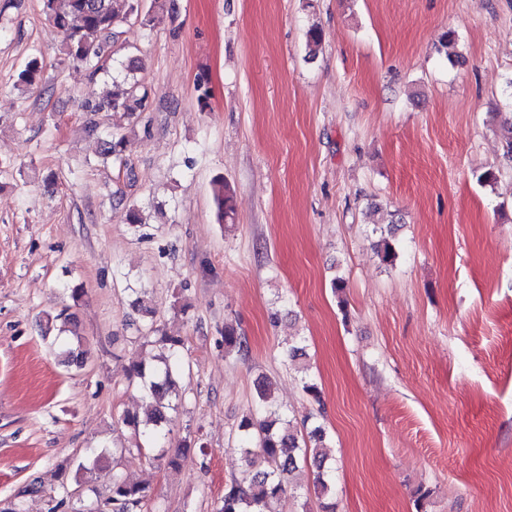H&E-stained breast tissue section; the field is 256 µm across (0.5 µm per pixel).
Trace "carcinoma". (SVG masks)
Returning <instances> with one entry per match:
<instances>
[{
    "label": "carcinoma",
    "instance_id": "carcinoma-1",
    "mask_svg": "<svg viewBox=\"0 0 512 512\" xmlns=\"http://www.w3.org/2000/svg\"><path fill=\"white\" fill-rule=\"evenodd\" d=\"M46 14L63 33V54L84 65L92 74L106 68L110 57L120 53L123 47L116 45V36L126 25L137 22L150 26L158 15L167 9V0H43ZM44 61L33 56L19 70L15 87L28 91L42 81ZM135 61L127 66L128 74L112 78V88L106 90L95 102L82 104V110L92 115L88 130L101 133L102 155L115 161L130 145L129 135L111 128L100 130L93 116L101 113H122L129 117L146 110L147 88L130 77L135 71ZM214 199L221 219L233 214V192L230 185L218 181L214 187ZM377 254L382 264L393 266L399 252L392 233L380 235ZM137 339H142L155 349L156 364L148 367L142 362L129 368V379L139 380L145 395L151 400L146 418L128 415L124 425L132 428L143 442L136 444L139 452L159 451L166 455L163 431L165 412L174 407L173 381L175 372L185 369L182 358L184 340L179 336H158L157 329L145 324L137 329ZM224 352L247 351L246 336L231 322L224 323ZM256 409L239 423L238 450L247 465L253 468L248 480L232 479L224 486V505L220 512H276L282 496L292 486V474L301 464L313 462L318 469L324 468L326 457L318 451V444L325 438L324 429L317 425L308 428L313 415L302 421L306 434H297L292 420L273 398L271 384L262 378L256 388ZM190 451L186 444L168 456V464L178 467ZM105 452L96 448L87 451L85 461L78 470L93 473L103 469ZM152 499L149 484L130 480L118 473L112 474L109 496L94 503L87 512H149Z\"/></svg>",
    "mask_w": 512,
    "mask_h": 512
}]
</instances>
